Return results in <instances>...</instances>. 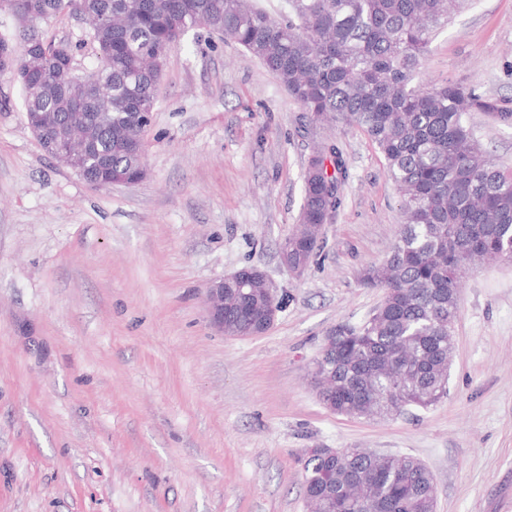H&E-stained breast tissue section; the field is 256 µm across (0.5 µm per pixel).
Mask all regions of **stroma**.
Masks as SVG:
<instances>
[{
	"mask_svg": "<svg viewBox=\"0 0 512 512\" xmlns=\"http://www.w3.org/2000/svg\"><path fill=\"white\" fill-rule=\"evenodd\" d=\"M44 32L96 67L80 22ZM422 73L512 109V0H473ZM24 99L0 78V512H306L310 448L411 455L433 475L436 512H512V263L463 276L438 403L353 418L310 385L326 331L381 303L360 274L402 222L363 130L312 123L274 73L202 27L165 57L137 184L91 187L42 148ZM470 122L512 163V126ZM321 141L350 178L295 276L280 248ZM247 266L282 308L263 334L215 333L204 290Z\"/></svg>",
	"mask_w": 512,
	"mask_h": 512,
	"instance_id": "obj_1",
	"label": "stroma"
}]
</instances>
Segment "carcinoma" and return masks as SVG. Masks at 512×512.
<instances>
[{"label":"carcinoma","instance_id":"carcinoma-1","mask_svg":"<svg viewBox=\"0 0 512 512\" xmlns=\"http://www.w3.org/2000/svg\"><path fill=\"white\" fill-rule=\"evenodd\" d=\"M23 53L10 72L25 92V112L42 117L38 140L48 152L74 120L89 149L78 162L100 183L139 178L142 115L152 113L168 51L204 27L243 47L276 74L317 121L362 128L383 155L401 197L403 224L388 258L364 269L362 282L384 291L360 325L326 334L320 400L352 417L400 415L448 395L458 263L512 261V166L493 159L475 138L471 112L512 125V110L455 85L419 79L436 31L470 0H286L273 19L252 0H81L85 14L107 12L120 27L89 30L96 80L69 77L48 53L44 26L63 0H15ZM333 174H328L326 163ZM349 177L342 152L326 144L303 176L299 234L288 254L309 263L319 249L316 227L328 223ZM246 288L224 289V325L234 334L262 326L263 284L248 267ZM304 497L311 512H434L428 467L407 456L361 448L326 457L306 452Z\"/></svg>","mask_w":512,"mask_h":512}]
</instances>
